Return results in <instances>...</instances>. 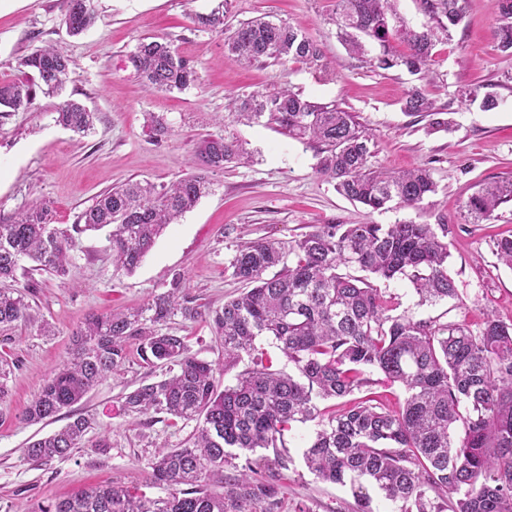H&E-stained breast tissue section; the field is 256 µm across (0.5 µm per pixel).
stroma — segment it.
<instances>
[{"label":"stroma","instance_id":"1","mask_svg":"<svg viewBox=\"0 0 512 512\" xmlns=\"http://www.w3.org/2000/svg\"><path fill=\"white\" fill-rule=\"evenodd\" d=\"M94 4V25L73 36L64 22V0H0V82L25 79L20 59L48 44L61 46L70 59L61 94H37L28 109L0 118L1 218L48 198L54 202L53 221L63 228L113 185L145 179L162 185L190 172L206 138L229 137L246 153L212 174L213 192L167 227L134 274L115 272L107 234L99 231L81 236L68 276H25L35 323L0 340V357L14 363L9 392L0 400V512H36L79 489L110 482L161 496L143 462L159 446H182L193 426L122 414V394L164 374L163 368L143 364L137 352L75 405L73 412L90 418L94 432L86 437L87 447L70 457L48 467L26 463L21 457L26 443L61 429L70 414L38 424L22 422L19 414L62 361L88 315L142 305L166 292L178 273L186 275L190 294L202 306L219 307L237 296L242 285L230 262L242 242H286L316 224H445L448 272L458 299L420 304L404 278L384 282L387 295L418 319L440 316L474 328L490 315L512 321V268L492 246L495 237L512 234V204L502 205L487 224L461 217L476 185L512 178V54L501 51L493 37L499 17L492 0H466L463 21L436 44L431 77L423 81L402 71H371L350 55L327 22L335 0H228L224 26L213 30L197 28L193 19L209 13L216 0ZM259 17L284 21L317 42L325 69L265 60L246 65L226 51L225 31ZM145 37L166 38L190 59L197 70L195 86L166 93L139 77L128 56ZM478 85L497 95V108L487 111L466 98V90ZM415 86L444 112L449 129L430 130L429 115L404 112L403 100ZM280 87L354 113L374 139L369 168H427L436 193L419 209L368 211L317 173L312 147L276 125L246 123L225 109L228 97ZM67 100L95 112L91 135L81 137L57 124V109ZM154 116L169 129L159 140L149 130ZM41 321L49 324L50 335H39ZM168 330L187 337L199 358L223 360L222 345L206 320L178 317ZM314 429L311 423L294 427L287 435L288 461L272 471L282 491L280 512L301 507L355 512L349 487L321 482L304 465L302 453ZM99 432L110 439L107 451L92 447Z\"/></svg>","mask_w":512,"mask_h":512}]
</instances>
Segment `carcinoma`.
I'll return each instance as SVG.
<instances>
[{
	"label": "carcinoma",
	"instance_id": "obj_1",
	"mask_svg": "<svg viewBox=\"0 0 512 512\" xmlns=\"http://www.w3.org/2000/svg\"><path fill=\"white\" fill-rule=\"evenodd\" d=\"M93 0H65V24L80 35L95 21ZM397 0H336L329 23L346 48L369 59L376 70L403 68L429 76L432 50L464 17L465 0H418L428 17L419 30L407 26ZM500 24L499 48L512 50V0H493ZM228 0L195 16L202 29L224 27ZM224 47L242 61L290 60L327 68L318 45L285 22H246ZM129 63L161 91H183L196 82L194 64L163 38L142 39ZM34 81L0 83V114L31 104L35 89L54 95L67 80L69 59L55 45L21 58ZM246 120L267 118L288 136L317 145V171L338 192L371 211L394 203L419 208L436 191L427 168L397 173L367 167L372 136L353 113L309 101L287 87L233 99ZM404 110L430 113L433 103L412 89ZM56 121L79 135L94 127V113L67 100ZM243 155L226 137L201 144L196 170L161 187L129 181L101 193L69 229L52 224L51 202L41 200L8 221L0 220V333L31 321L17 286L28 267L58 277L69 272L72 252L87 232L109 229L112 265L128 274L140 267L168 225L212 191L209 173ZM512 201V179L480 186L465 203V218L486 223ZM448 225L319 224L287 243L264 239L239 246L230 263L246 285L220 308L201 311L186 291L185 277L168 292L138 308L91 314L73 335L72 346L22 412L38 424L79 403L127 360L128 344L149 367L169 366L158 381L122 396L131 416L193 422L186 445L162 447L145 462L158 498L122 486L82 489L40 512H278L281 490L264 472L287 458L285 433L296 423H315L304 451L307 468L321 481L350 486L357 512H373L369 489L392 512H512V323L487 317L475 331L463 322L417 319L396 313L397 303L378 282L400 276L412 283L420 302L458 297L448 274ZM498 258L512 267V235L494 239ZM208 318L224 347V364L198 358L187 337L164 328L173 317ZM266 336L297 375L273 367L261 346ZM248 358L234 385L218 390L216 373ZM378 371L405 391L389 409L374 396ZM349 398L341 412L319 402ZM91 421L76 416L56 433L27 443L23 460L48 466L83 447ZM273 457H253L257 449ZM244 459L240 473L222 491L224 466Z\"/></svg>",
	"mask_w": 512,
	"mask_h": 512
}]
</instances>
